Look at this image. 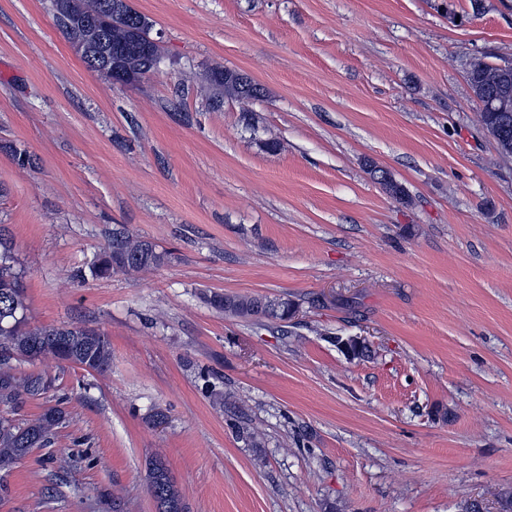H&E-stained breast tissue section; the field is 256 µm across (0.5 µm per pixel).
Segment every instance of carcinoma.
<instances>
[{"label":"carcinoma","mask_w":512,"mask_h":512,"mask_svg":"<svg viewBox=\"0 0 512 512\" xmlns=\"http://www.w3.org/2000/svg\"><path fill=\"white\" fill-rule=\"evenodd\" d=\"M215 75L224 77L226 97L247 101L261 97V89L250 80L247 84L251 94H246L236 71L217 70ZM468 83L480 106L485 128L500 130L508 138V143L499 146L500 153L512 155V68L478 60L468 72ZM492 98L499 100L500 106L490 110L486 103ZM367 170L392 198L405 199L404 187L388 172L372 163ZM173 258V251L120 231L112 233L107 249L90 263L88 271L92 277L107 278L117 271L156 269ZM25 277L12 240L0 233V406L12 410L24 398L42 399L45 404L38 418L23 424L0 414V471L11 469L35 448L48 447L53 430L66 417L62 400L55 398V380L40 372L22 373L18 365L52 357L60 364L76 365L90 374H103L112 366V344L98 329L86 325L30 324ZM203 299L229 317L264 318L284 324L294 310V303L287 298L213 292L203 295ZM148 486L158 512H188L181 492L160 458L149 464Z\"/></svg>","instance_id":"carcinoma-1"}]
</instances>
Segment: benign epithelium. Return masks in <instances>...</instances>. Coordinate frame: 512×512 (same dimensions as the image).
Here are the masks:
<instances>
[{
    "mask_svg": "<svg viewBox=\"0 0 512 512\" xmlns=\"http://www.w3.org/2000/svg\"><path fill=\"white\" fill-rule=\"evenodd\" d=\"M129 0H107L102 6L96 24L72 30L70 41L81 58L94 56L95 71L116 84H125L141 76L137 64L142 62L156 69L162 62L159 42L150 37L151 26L142 24L115 37L102 36L97 25L108 23L109 15L124 9Z\"/></svg>",
    "mask_w": 512,
    "mask_h": 512,
    "instance_id": "benign-epithelium-1",
    "label": "benign epithelium"
}]
</instances>
